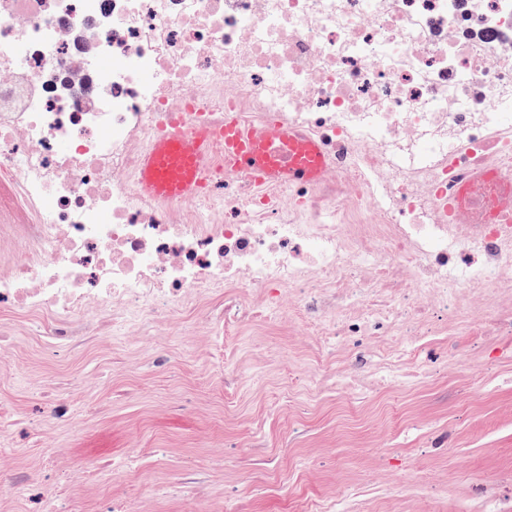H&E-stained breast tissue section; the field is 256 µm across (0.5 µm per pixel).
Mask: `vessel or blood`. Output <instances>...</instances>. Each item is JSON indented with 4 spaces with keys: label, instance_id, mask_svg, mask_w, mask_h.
Here are the masks:
<instances>
[{
    "label": "vessel or blood",
    "instance_id": "1",
    "mask_svg": "<svg viewBox=\"0 0 512 512\" xmlns=\"http://www.w3.org/2000/svg\"><path fill=\"white\" fill-rule=\"evenodd\" d=\"M213 137L205 128L160 137L140 162L139 189L155 198H192L203 183L202 148ZM320 147L278 127L255 133L230 122L224 127V157L234 169L275 184L321 177Z\"/></svg>",
    "mask_w": 512,
    "mask_h": 512
}]
</instances>
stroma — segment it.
Returning a JSON list of instances; mask_svg holds the SVG:
<instances>
[{
    "label": "stroma",
    "mask_w": 512,
    "mask_h": 512,
    "mask_svg": "<svg viewBox=\"0 0 512 512\" xmlns=\"http://www.w3.org/2000/svg\"><path fill=\"white\" fill-rule=\"evenodd\" d=\"M0 363V449L66 487L83 473L85 512L105 498L128 512H291L297 498L339 499L352 512H512V478L494 497L472 485L512 475V360L488 350L464 376L457 340L420 352L425 376L355 401L312 370L314 354L287 327L195 337L188 317L157 327L155 367L106 339L71 353L47 349L29 321L12 324ZM70 402L60 423L40 394ZM105 455L121 476L87 470ZM194 468L208 502L180 479Z\"/></svg>",
    "instance_id": "obj_1"
}]
</instances>
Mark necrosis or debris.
<instances>
[{
	"mask_svg": "<svg viewBox=\"0 0 512 512\" xmlns=\"http://www.w3.org/2000/svg\"><path fill=\"white\" fill-rule=\"evenodd\" d=\"M211 127L205 188L148 198L172 115ZM318 143L310 183L224 164V123ZM512 178V0H0V309L78 351L111 332L287 325L357 345L394 384L455 335L512 352V210L452 220L479 172ZM0 453V499L80 512Z\"/></svg>",
	"mask_w": 512,
	"mask_h": 512,
	"instance_id": "obj_1",
	"label": "necrosis or debris"
}]
</instances>
